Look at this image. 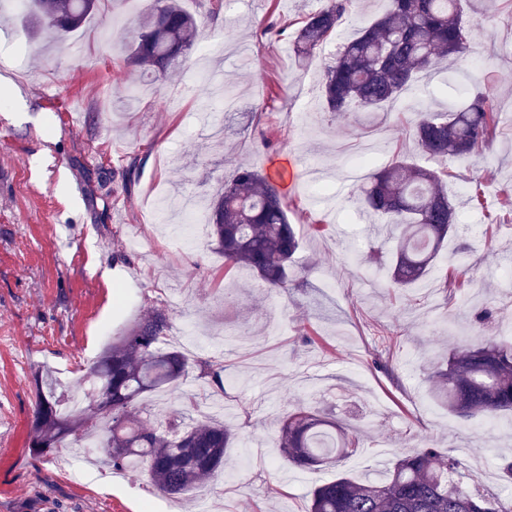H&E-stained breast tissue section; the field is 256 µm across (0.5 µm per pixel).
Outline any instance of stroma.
<instances>
[{
	"instance_id": "obj_1",
	"label": "stroma",
	"mask_w": 512,
	"mask_h": 512,
	"mask_svg": "<svg viewBox=\"0 0 512 512\" xmlns=\"http://www.w3.org/2000/svg\"><path fill=\"white\" fill-rule=\"evenodd\" d=\"M325 0H183L197 19V47L179 79L141 78L126 44L153 0H100L66 41L30 46L21 10L0 9V512H199L200 493L170 502L144 470L99 471L70 449L33 453L41 370L84 383L103 346L159 307L190 361L224 367L219 411L191 399L196 373L146 394L142 412L182 413L228 424L235 438L210 496L223 512H306L312 490L339 475L365 478L426 442L461 461L478 489L512 499L499 475L512 456V414L465 421L429 398L427 372L472 334L471 317L497 313V339H512V222L487 217L512 200V0L479 21L468 52L418 82L388 112L327 111L319 76L336 41L299 63L286 19ZM213 53L199 60L198 49ZM492 89L501 114L483 156L436 163L461 217L430 274L397 291L375 275V253L396 242L368 223L348 177L360 149L374 170L426 165L410 137L421 113L444 111ZM246 165L273 175L301 249L297 278L276 293L246 267L227 269L209 236L187 241L176 202L198 213ZM336 184L338 206L316 194L312 167ZM483 207L474 209L473 189ZM357 427L361 447L316 470L277 450L278 419L296 405Z\"/></svg>"
}]
</instances>
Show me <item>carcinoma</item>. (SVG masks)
Returning a JSON list of instances; mask_svg holds the SVG:
<instances>
[{"label": "carcinoma", "mask_w": 512, "mask_h": 512, "mask_svg": "<svg viewBox=\"0 0 512 512\" xmlns=\"http://www.w3.org/2000/svg\"><path fill=\"white\" fill-rule=\"evenodd\" d=\"M353 0H326L299 21L295 46L307 57L343 24ZM469 0H389V10L345 41L325 67L322 92L330 112L352 107L379 111L411 89L418 75L437 62L463 56L474 23ZM99 0H24L30 29L60 41L79 30L98 9ZM197 34V23L180 0H155L129 45L128 60L146 76H167L181 69ZM497 128L494 98L485 91L445 112H425L412 129L421 152L431 160L484 152ZM363 207L386 219L397 232L395 259L386 266L392 283L411 288L433 267L455 228V208L440 172L404 161L369 176L360 190ZM210 236L226 262L253 270L271 289H286L299 248L281 193L268 175L236 169L224 191L210 202ZM169 314L154 308L119 333L101 351L87 378L89 390L112 400V408L86 397L77 413L62 409L49 374L40 375L33 407L34 437L52 441L38 449L49 454L62 442H91L88 424L107 420L104 461L116 468H143L159 493L184 498L224 468V451L234 438L225 424L184 422L172 415L155 427L136 410L140 397L174 384L196 367L198 378L224 391V367L212 361L191 364L174 346H164ZM432 396L459 418L512 412V342L475 336L455 350L446 366L431 372ZM357 442L334 420L303 408L288 415L279 430V448L302 468L323 466ZM459 459L433 446L397 460L384 478L338 476L311 493L308 512H512V501L473 493L448 480Z\"/></svg>", "instance_id": "1"}]
</instances>
